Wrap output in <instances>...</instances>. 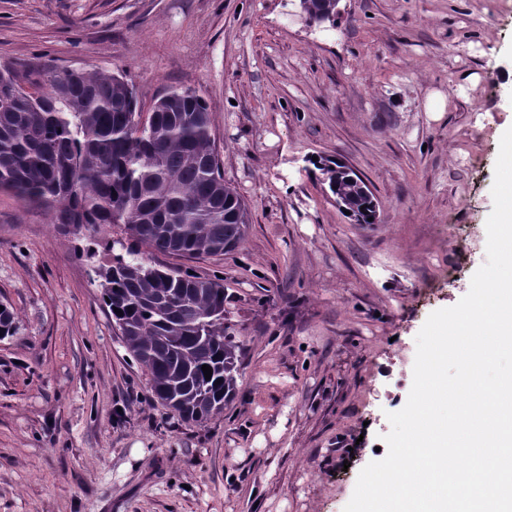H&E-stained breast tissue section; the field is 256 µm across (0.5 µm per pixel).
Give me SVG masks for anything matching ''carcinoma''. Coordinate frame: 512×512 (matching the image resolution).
<instances>
[{
    "instance_id": "carcinoma-1",
    "label": "carcinoma",
    "mask_w": 512,
    "mask_h": 512,
    "mask_svg": "<svg viewBox=\"0 0 512 512\" xmlns=\"http://www.w3.org/2000/svg\"><path fill=\"white\" fill-rule=\"evenodd\" d=\"M39 75L25 86L17 70L0 71V190L43 207L57 224H123L151 251L185 257L238 247L248 209L224 186L196 92H168L144 126L133 88L118 75L49 66ZM319 167L356 223L376 218L361 177L336 162ZM129 255L101 272L103 300L127 349L160 402L184 420L223 412L237 361V345L224 335V285Z\"/></svg>"
}]
</instances>
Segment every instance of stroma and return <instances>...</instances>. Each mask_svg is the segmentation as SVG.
Segmentation results:
<instances>
[{"label":"stroma","instance_id":"1","mask_svg":"<svg viewBox=\"0 0 512 512\" xmlns=\"http://www.w3.org/2000/svg\"><path fill=\"white\" fill-rule=\"evenodd\" d=\"M341 7L309 29L297 0H0V68L123 75L145 119L195 90L250 216L231 252L152 257L224 285L236 388L193 423L102 300L100 268L136 246L125 226L65 229L0 191V512H344L383 459L417 334L486 260L512 0ZM316 157L367 180L378 223L340 210Z\"/></svg>","mask_w":512,"mask_h":512}]
</instances>
